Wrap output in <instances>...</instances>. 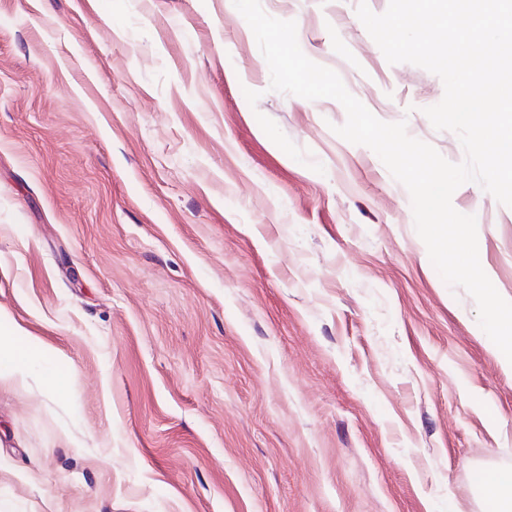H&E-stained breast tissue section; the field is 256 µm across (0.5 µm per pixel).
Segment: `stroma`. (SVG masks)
Instances as JSON below:
<instances>
[{
  "mask_svg": "<svg viewBox=\"0 0 512 512\" xmlns=\"http://www.w3.org/2000/svg\"><path fill=\"white\" fill-rule=\"evenodd\" d=\"M358 2L261 6L463 162ZM270 81L232 0H0V334L54 355L0 385V512H496L512 367L343 106ZM452 205L512 301V207Z\"/></svg>",
  "mask_w": 512,
  "mask_h": 512,
  "instance_id": "stroma-1",
  "label": "stroma"
}]
</instances>
